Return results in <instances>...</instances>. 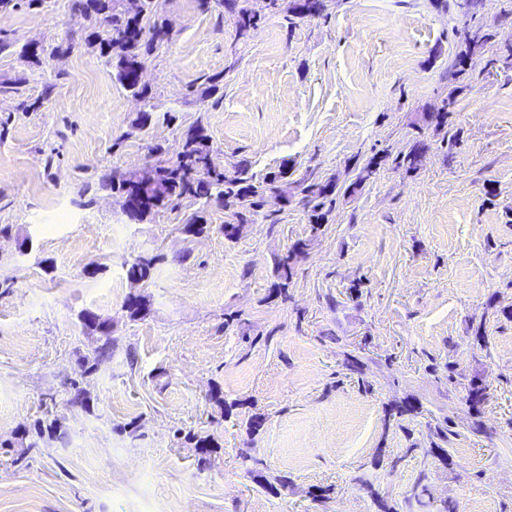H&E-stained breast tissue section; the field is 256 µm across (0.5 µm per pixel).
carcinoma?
<instances>
[{
	"mask_svg": "<svg viewBox=\"0 0 512 512\" xmlns=\"http://www.w3.org/2000/svg\"><path fill=\"white\" fill-rule=\"evenodd\" d=\"M278 0H225V7L234 17L239 35L258 25L266 14L277 9ZM79 10L88 16L96 28L87 39L90 46L99 51L101 57L112 65L115 78L121 87L134 96L147 99L149 92L140 82V72L156 47L162 44L157 39L158 31L164 28L159 21L157 0H144L142 16L125 14L121 0H76ZM327 16L325 0H302L294 6L293 18L289 24L293 27L312 17ZM489 42V36L465 33L460 36L459 50L455 57V66L465 68L472 57L482 54ZM450 111L443 105L437 112H428L425 122L443 133V138L456 140V134L448 130ZM208 136L201 124L189 128L181 138L176 157L161 160L156 165L157 176L153 183L142 185L131 177L117 172L104 174L99 180V188L118 193L133 204L129 218L143 222L153 214L166 209L171 204L188 200L193 204L205 203L212 198L224 202V209L237 224H250L262 209L267 194L278 189V183L288 177V167L272 175L258 178L249 174V166L241 161L235 166L233 175L228 176L215 162L205 143ZM426 144L416 141L401 148L379 150L367 157L358 169L378 168L382 162L390 159L398 167L414 171L418 167ZM303 205L310 212L311 231L315 232L323 224L326 210L336 203L339 189L331 181H319L313 177H304L297 181ZM306 241L297 240L288 253L276 263L275 284L279 296L287 295L288 285L293 277L297 258L304 253ZM157 259L140 257L128 268L129 279L146 281L151 278ZM487 385L473 381L468 387L466 402L472 409L484 401ZM456 435L452 430L440 431L441 445L429 450L441 463L450 465L452 456L444 445L450 443V437Z\"/></svg>",
	"mask_w": 512,
	"mask_h": 512,
	"instance_id": "cac0c4a2",
	"label": "carcinoma"
}]
</instances>
